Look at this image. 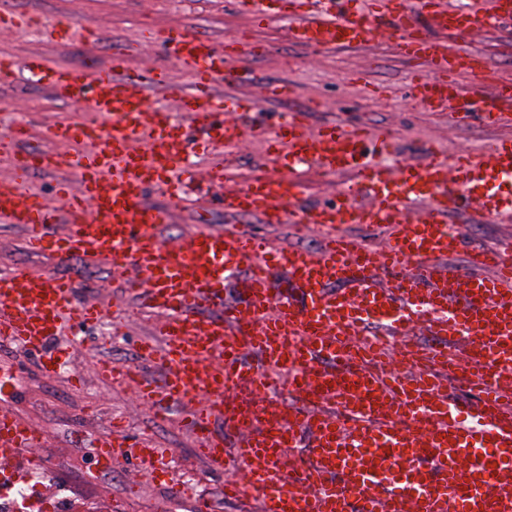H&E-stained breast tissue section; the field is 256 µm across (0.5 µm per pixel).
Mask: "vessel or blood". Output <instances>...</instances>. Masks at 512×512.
<instances>
[{"mask_svg": "<svg viewBox=\"0 0 512 512\" xmlns=\"http://www.w3.org/2000/svg\"><path fill=\"white\" fill-rule=\"evenodd\" d=\"M285 35L314 51L362 48L387 28L398 55L416 62L414 100L433 109L448 99L465 102L451 125L466 127L480 97L462 85L461 70L480 83L491 70L486 59L447 53L424 37L411 17L432 11L433 23L472 39L483 24L512 22V0H497L489 19L443 0H342L337 11L304 13L287 0ZM45 39L62 43L74 32L95 38L98 24L67 17L39 19ZM163 46L187 76L173 88L165 68L132 59ZM264 44L211 38L184 27L145 28L139 40L116 49L107 67L89 61L57 67L40 53L24 69L43 80L55 99L80 102L104 123H57L45 137L49 148H24L25 126L0 134V156L12 172L0 178V224L20 227L26 247L57 262L80 257L124 275L140 304L156 313L145 356L164 369L162 383L136 368L101 363L99 375L134 383L139 405L163 418L185 412L195 430L221 419L224 434L206 436L200 453L223 468L233 458L244 478L228 477L224 495L253 493L262 512H512V499L495 494L493 482L512 473V392L500 383L512 369V247L474 250L469 269L445 265L462 236L451 217L467 205L481 219L512 209V113L482 110L485 123L511 133L487 141L481 153L463 150L454 160L429 149L422 162L394 167L371 156L394 148L395 133L371 136L355 125L310 128L305 113L282 114L269 129H243L229 117L253 111L251 97L217 88L231 59L264 54ZM172 92L174 108H151L150 93ZM186 114L212 144L232 152L246 138L265 141L283 166L309 164L316 175L344 177L333 204L297 205L302 191L294 176L266 175L224 192V214L259 217L321 235L309 252L245 231L198 228L177 241L163 228L175 219L171 206L145 202L155 189L180 199L177 172L187 167L186 137L172 111ZM79 143L61 154L54 144ZM58 175L57 201L32 193V172ZM353 224L385 226L381 249L348 236ZM147 275H138L142 256ZM284 267L306 304L272 289L270 272ZM241 277L253 311L224 300V285ZM221 303L215 316L205 303ZM101 306L77 302L71 283L24 268L0 273V343L37 353L65 328L100 321ZM434 336L423 347L413 329ZM477 341L478 359L451 355L460 337ZM257 353L260 365L248 364ZM479 388L480 402L460 411L441 399L443 380ZM296 398L285 419L260 425L253 406L279 384ZM312 440L309 458H289L300 434ZM38 430L0 398V452L17 457L35 447ZM158 450L140 443L139 470L155 480Z\"/></svg>", "mask_w": 512, "mask_h": 512, "instance_id": "b4317fda", "label": "vessel or blood"}]
</instances>
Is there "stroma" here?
<instances>
[{
	"label": "stroma",
	"mask_w": 512,
	"mask_h": 512,
	"mask_svg": "<svg viewBox=\"0 0 512 512\" xmlns=\"http://www.w3.org/2000/svg\"><path fill=\"white\" fill-rule=\"evenodd\" d=\"M7 7L48 17L78 12L103 27L94 48L78 36L66 44H52L34 30L0 37V56H12L18 62L38 51L55 65H78L90 56L104 65L114 45L135 40L151 24L181 23L218 41L243 32L265 42L268 52L228 63L223 89L257 98L255 123H263L286 106L312 102L318 106L309 117L312 124L359 122L375 132L394 129L399 136V153L412 160L419 158L428 142L451 156L462 148L479 150L491 135L478 120L466 128L450 127L448 115L458 109V101L434 112L421 109L407 88L414 68L394 54L388 34H375L365 48L355 52L315 54L289 42L279 0H271L269 16L259 25L235 12L229 0H9ZM428 34L448 53L466 48L485 56L498 81L512 83V25L488 28L467 43L450 31L429 28ZM282 81L290 82L296 90L291 103L264 99L263 86ZM90 117L84 104L56 101L24 70L0 80V132L20 122L28 123L33 133L31 146H40V133L47 125L83 122ZM279 171V166L268 160L264 142L256 140L232 158L227 184L239 187L253 176ZM455 221L469 227L464 244L451 260L458 268L465 265L469 247L512 237V212L480 224L471 223L465 213L457 215ZM14 267L71 280L78 300L102 303L109 320L123 332L112 342L105 338L102 325L96 324L74 329L73 339L53 341L46 354L64 366V373L59 375L40 372V355L12 345L0 346V363L12 366L18 377L5 392L16 415L40 430L42 439L33 460L52 485L88 510L100 505L107 512H259L258 502L249 495L236 502L225 501V477L207 469L197 457L200 439L185 427L180 411H172L166 422H156L136 407L133 389L114 387L96 377L95 368L102 356L133 364L140 361L138 346L149 319L131 301L122 279L106 267L87 265L77 257L57 264L49 256L27 249L18 228L0 226V270ZM117 434L130 445L143 436H152L167 451L172 478L192 480L196 500H180L169 486L145 476L138 484H131L134 459L119 457L108 467L95 461V441Z\"/></svg>",
	"instance_id": "stroma-1"
}]
</instances>
